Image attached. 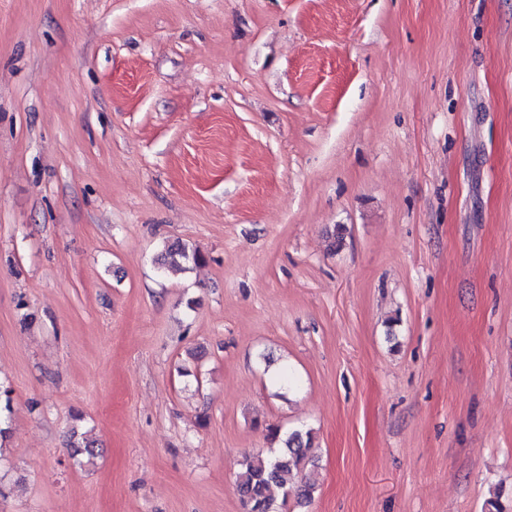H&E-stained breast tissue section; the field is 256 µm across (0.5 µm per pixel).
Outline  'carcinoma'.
<instances>
[{
  "instance_id": "cac0c4a2",
  "label": "carcinoma",
  "mask_w": 512,
  "mask_h": 512,
  "mask_svg": "<svg viewBox=\"0 0 512 512\" xmlns=\"http://www.w3.org/2000/svg\"><path fill=\"white\" fill-rule=\"evenodd\" d=\"M201 260L199 252L180 242L166 245L161 254L164 266L197 264ZM267 432L272 441H281L282 449L272 456H247L240 463L237 491L245 512H276L272 496L275 487L282 490L284 503L291 495L299 500H307L314 489V484L308 481L302 486H295L291 481L292 472L305 464L308 458L312 448V433L295 431L282 439L276 428H269Z\"/></svg>"
}]
</instances>
